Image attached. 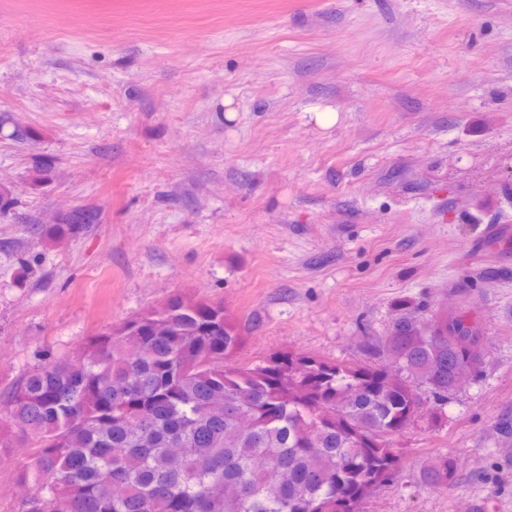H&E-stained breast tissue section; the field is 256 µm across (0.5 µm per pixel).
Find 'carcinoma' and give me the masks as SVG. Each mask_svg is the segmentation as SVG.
I'll return each instance as SVG.
<instances>
[{
	"label": "carcinoma",
	"mask_w": 512,
	"mask_h": 512,
	"mask_svg": "<svg viewBox=\"0 0 512 512\" xmlns=\"http://www.w3.org/2000/svg\"><path fill=\"white\" fill-rule=\"evenodd\" d=\"M16 204L0 184V215ZM96 223L78 208L31 233L58 245ZM467 336L483 340L465 313L402 301L364 364L288 352L239 366L224 304L174 296L35 366L7 397L0 454L37 449L17 474L21 512H358L399 470L394 439L442 426L482 371V345L452 342ZM455 471L444 457L422 482Z\"/></svg>",
	"instance_id": "obj_1"
}]
</instances>
